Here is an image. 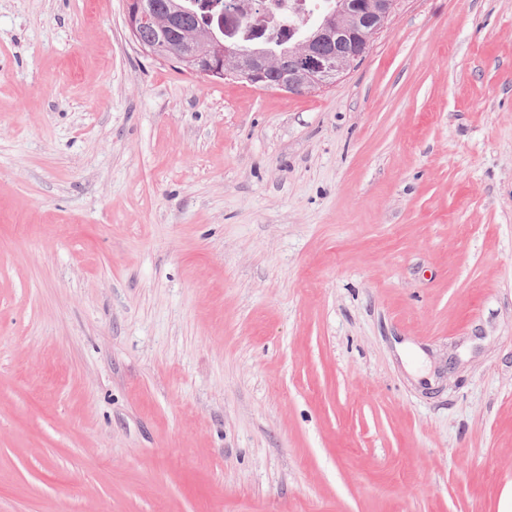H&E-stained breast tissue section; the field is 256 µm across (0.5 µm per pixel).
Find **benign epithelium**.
<instances>
[{
	"label": "benign epithelium",
	"mask_w": 512,
	"mask_h": 512,
	"mask_svg": "<svg viewBox=\"0 0 512 512\" xmlns=\"http://www.w3.org/2000/svg\"><path fill=\"white\" fill-rule=\"evenodd\" d=\"M354 12L345 22H338L312 35L294 40L275 53L267 48H224V53L196 60V76L218 82L226 78L260 85L273 72L280 73L277 88L293 94L309 93L331 84L369 50L372 38L383 30L398 7V0H353ZM157 25V36L150 42L141 38L145 27ZM168 21L154 17L149 0H125V25L132 39L146 52L171 62L189 58L188 46L167 41L164 29ZM288 53L294 65L283 69L279 54Z\"/></svg>",
	"instance_id": "obj_1"
}]
</instances>
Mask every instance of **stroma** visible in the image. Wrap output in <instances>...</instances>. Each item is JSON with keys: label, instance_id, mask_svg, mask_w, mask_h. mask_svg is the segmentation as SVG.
Returning <instances> with one entry per match:
<instances>
[{"label": "stroma", "instance_id": "35a3bbf8", "mask_svg": "<svg viewBox=\"0 0 512 512\" xmlns=\"http://www.w3.org/2000/svg\"><path fill=\"white\" fill-rule=\"evenodd\" d=\"M124 0H0V512H512V0L312 93Z\"/></svg>", "mask_w": 512, "mask_h": 512}]
</instances>
